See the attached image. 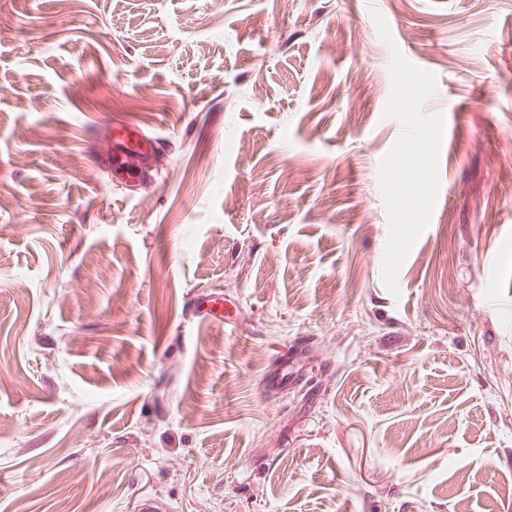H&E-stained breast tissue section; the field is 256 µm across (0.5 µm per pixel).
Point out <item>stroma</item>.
I'll return each instance as SVG.
<instances>
[{
  "label": "stroma",
  "mask_w": 512,
  "mask_h": 512,
  "mask_svg": "<svg viewBox=\"0 0 512 512\" xmlns=\"http://www.w3.org/2000/svg\"><path fill=\"white\" fill-rule=\"evenodd\" d=\"M396 49L444 133L393 293ZM113 118L164 144L149 191ZM509 483L512 0H0V512H512ZM104 128V137L112 143V179L140 182L145 177L141 161L158 153V139L149 136L133 123L106 122Z\"/></svg>",
  "instance_id": "35a3bbf8"
}]
</instances>
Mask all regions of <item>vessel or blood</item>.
<instances>
[{"instance_id":"obj_1","label":"vessel or blood","mask_w":512,"mask_h":512,"mask_svg":"<svg viewBox=\"0 0 512 512\" xmlns=\"http://www.w3.org/2000/svg\"><path fill=\"white\" fill-rule=\"evenodd\" d=\"M105 135L112 144L111 174L114 180L138 182L144 177L143 160L157 154V139L138 125L112 121L105 123Z\"/></svg>"}]
</instances>
